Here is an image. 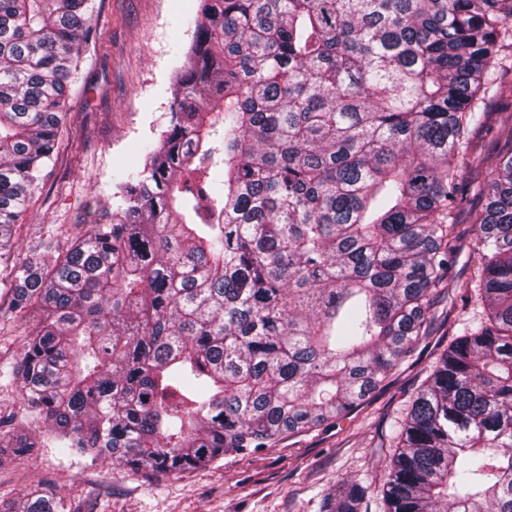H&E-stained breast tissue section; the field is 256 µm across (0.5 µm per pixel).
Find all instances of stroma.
I'll use <instances>...</instances> for the list:
<instances>
[{
    "label": "stroma",
    "mask_w": 512,
    "mask_h": 512,
    "mask_svg": "<svg viewBox=\"0 0 512 512\" xmlns=\"http://www.w3.org/2000/svg\"><path fill=\"white\" fill-rule=\"evenodd\" d=\"M197 6V0H95L97 39L84 52L70 86L71 111L53 174L16 230V254L26 255L46 236L69 246L78 233L99 223L103 207L115 205L118 174L143 167L140 144L158 139L166 125L168 88L191 45L183 17ZM482 106L492 120L477 135V152L463 162L466 202L457 222L465 229L480 207L472 179L512 144V125L504 120L512 102L490 90ZM9 302L7 288L0 285V430L36 434L43 424L22 404L10 376L34 319L9 311ZM469 316L456 292H449L436 307L429 336L383 387L313 432L162 477L109 459L86 467L45 448L23 463L0 467V502H19L46 483L66 497L70 512H319L322 495L343 479L383 482L398 420Z\"/></svg>",
    "instance_id": "obj_1"
}]
</instances>
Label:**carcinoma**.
Returning <instances> with one entry per match:
<instances>
[{
	"mask_svg": "<svg viewBox=\"0 0 512 512\" xmlns=\"http://www.w3.org/2000/svg\"><path fill=\"white\" fill-rule=\"evenodd\" d=\"M512 0H200L165 129L110 220L24 258L94 0H0V267L42 311L12 367L40 436L179 474L347 414L409 358L448 287L461 160ZM480 177L484 305L396 429L384 512H512V147ZM343 483L319 512H361ZM0 512H67L39 484Z\"/></svg>",
	"mask_w": 512,
	"mask_h": 512,
	"instance_id": "1",
	"label": "carcinoma"
}]
</instances>
